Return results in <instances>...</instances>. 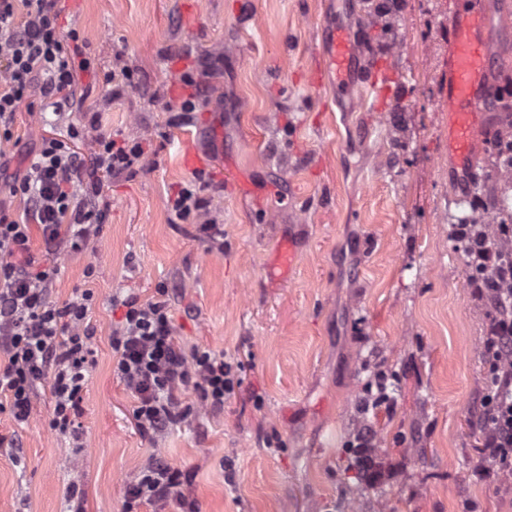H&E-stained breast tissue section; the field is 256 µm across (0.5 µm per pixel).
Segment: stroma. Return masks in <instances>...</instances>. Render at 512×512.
Returning <instances> with one entry per match:
<instances>
[{
  "label": "stroma",
  "instance_id": "1",
  "mask_svg": "<svg viewBox=\"0 0 512 512\" xmlns=\"http://www.w3.org/2000/svg\"><path fill=\"white\" fill-rule=\"evenodd\" d=\"M62 0V33L91 61L63 123L144 142L119 175L98 170L93 137L74 144L105 219L55 260L52 299L93 295L80 441L48 426L42 385L27 424L0 410V512L127 509L153 456L190 479L197 512H512V478L480 475L473 426L484 394L489 310L451 247L468 212L448 166V21L455 0ZM342 23L361 51L349 94L313 85L325 32ZM131 80L113 89L112 78ZM191 122L171 118L186 79ZM45 106H20L0 145V182L23 177ZM201 158L187 170L182 146ZM483 154L469 184L512 222V188ZM205 220L172 223L168 199L198 174ZM217 225L214 244L203 223ZM294 248L292 268L278 255ZM172 293L185 349L223 353L240 385L212 411L193 392L185 423L139 431L135 398L112 372L127 294ZM386 391L392 410L363 413ZM370 423L385 478L361 483L348 445Z\"/></svg>",
  "mask_w": 512,
  "mask_h": 512
}]
</instances>
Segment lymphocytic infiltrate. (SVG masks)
Segmentation results:
<instances>
[{"instance_id":"f902f5d3","label":"lymphocytic infiltrate","mask_w":512,"mask_h":512,"mask_svg":"<svg viewBox=\"0 0 512 512\" xmlns=\"http://www.w3.org/2000/svg\"><path fill=\"white\" fill-rule=\"evenodd\" d=\"M59 0H0V143L14 136L15 115L32 92L63 104L77 74L90 60L74 48L76 34H62ZM85 125H68L65 134L42 138L26 174L9 186L24 203L22 218L0 207V395L17 423L27 422L39 384L50 381L52 429L80 439L76 422L85 384V364L92 331L86 323L92 294L82 291L58 305L51 299L57 268L47 256L62 248L86 246L103 212L90 209L88 197L98 196L95 177L84 176L70 150L85 138ZM96 165L110 174L130 170L145 154L140 140L100 134ZM205 177L180 187L170 198L174 220L203 215L209 206ZM39 227L45 258L31 251V229ZM468 242L471 285L490 307L484 341L488 383L477 422L484 455L493 471L512 474V225H493L491 232L457 225ZM112 336L113 371L133 393L138 429L161 433L190 415L179 394L194 391L211 409L224 407L240 379L223 353L206 349L185 352L175 336L169 290L157 288L148 300L130 296ZM187 475L157 457L126 489L129 502L176 504L192 508Z\"/></svg>"}]
</instances>
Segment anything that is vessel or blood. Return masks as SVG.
Here are the masks:
<instances>
[{
  "label": "vessel or blood",
  "mask_w": 512,
  "mask_h": 512,
  "mask_svg": "<svg viewBox=\"0 0 512 512\" xmlns=\"http://www.w3.org/2000/svg\"><path fill=\"white\" fill-rule=\"evenodd\" d=\"M486 19L484 0H462L448 23V158L464 173L472 171L492 119L489 78L498 57L482 36ZM327 47L325 68L331 79L344 83L358 47L336 27L328 32Z\"/></svg>",
  "instance_id": "obj_1"
}]
</instances>
